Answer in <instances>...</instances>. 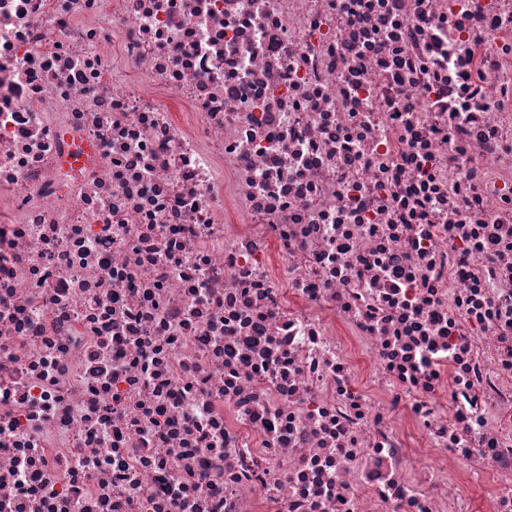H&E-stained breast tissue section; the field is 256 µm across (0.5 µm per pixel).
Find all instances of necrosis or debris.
<instances>
[{
	"mask_svg": "<svg viewBox=\"0 0 512 512\" xmlns=\"http://www.w3.org/2000/svg\"><path fill=\"white\" fill-rule=\"evenodd\" d=\"M0 512H512V0H0Z\"/></svg>",
	"mask_w": 512,
	"mask_h": 512,
	"instance_id": "1",
	"label": "necrosis or debris"
}]
</instances>
